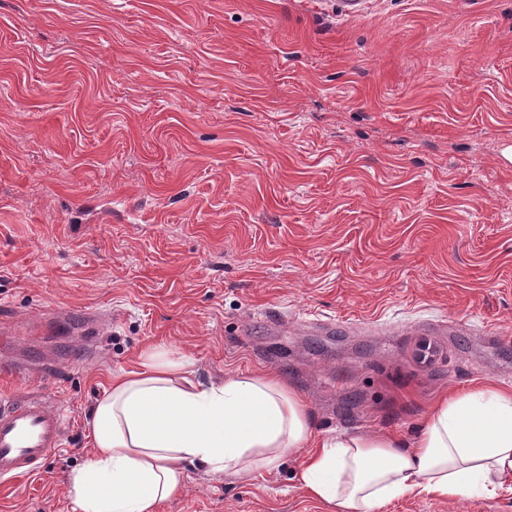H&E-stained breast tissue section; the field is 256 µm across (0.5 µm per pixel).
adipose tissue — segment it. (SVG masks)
<instances>
[{
  "mask_svg": "<svg viewBox=\"0 0 512 512\" xmlns=\"http://www.w3.org/2000/svg\"><path fill=\"white\" fill-rule=\"evenodd\" d=\"M94 457L76 469L78 512H155L190 465L245 478L303 443L297 475L342 512H374L414 491L439 497L512 491V394L488 386L442 400L415 448L389 439H313L300 399L274 377L198 381L190 364L153 349L122 372L89 414Z\"/></svg>",
  "mask_w": 512,
  "mask_h": 512,
  "instance_id": "1",
  "label": "adipose tissue"
}]
</instances>
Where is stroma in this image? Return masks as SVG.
Listing matches in <instances>:
<instances>
[{"label":"stroma","mask_w":512,"mask_h":512,"mask_svg":"<svg viewBox=\"0 0 512 512\" xmlns=\"http://www.w3.org/2000/svg\"><path fill=\"white\" fill-rule=\"evenodd\" d=\"M511 152L512 0H0V356L54 360L68 421L0 512H76L88 415L153 347L205 383L274 373L318 438L410 445L440 396L512 392V344L481 333L512 337ZM58 308L105 319L94 347ZM277 310L286 330L254 327ZM427 321L467 332L424 369ZM306 454L193 467L158 512H337L301 489Z\"/></svg>","instance_id":"obj_1"}]
</instances>
